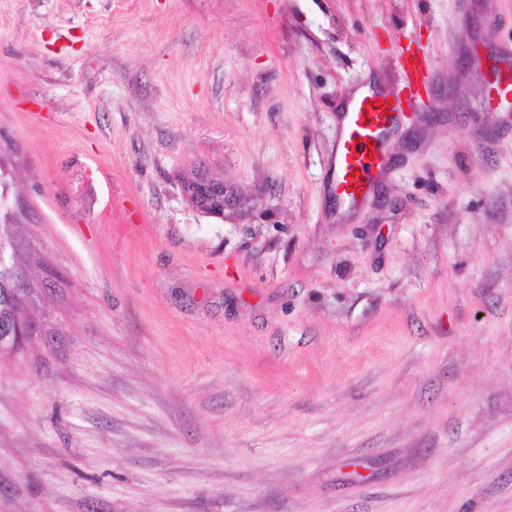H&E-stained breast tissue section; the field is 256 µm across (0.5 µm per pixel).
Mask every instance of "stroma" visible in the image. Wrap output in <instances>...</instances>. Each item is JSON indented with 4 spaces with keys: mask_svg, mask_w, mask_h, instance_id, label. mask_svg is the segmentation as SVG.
I'll return each instance as SVG.
<instances>
[{
    "mask_svg": "<svg viewBox=\"0 0 512 512\" xmlns=\"http://www.w3.org/2000/svg\"><path fill=\"white\" fill-rule=\"evenodd\" d=\"M512 0H0V512H512ZM430 101L353 209L354 87ZM249 206L184 198L197 166ZM481 102L484 112H512V58L498 60ZM16 245L13 244L11 247L10 253L6 251H1L0 253V264L6 265L9 264L16 258ZM16 270L13 264H9L8 266H0V290L4 288L5 284H10L14 280L13 288H29L27 278L24 273H21L15 279ZM4 293L7 295L8 299L12 302H17L22 305L23 298L20 297V292L18 291H9L8 288H4ZM29 322L27 317H20L16 322H12L5 327L0 323V356L7 352H14L21 349L24 345V339L27 336H22V332H26ZM1 329L4 333L1 336Z\"/></svg>",
    "mask_w": 512,
    "mask_h": 512,
    "instance_id": "stroma-1",
    "label": "stroma"
}]
</instances>
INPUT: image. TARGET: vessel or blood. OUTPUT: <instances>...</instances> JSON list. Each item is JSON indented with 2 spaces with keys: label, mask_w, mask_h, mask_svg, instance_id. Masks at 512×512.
I'll list each match as a JSON object with an SVG mask.
<instances>
[{
  "label": "vessel or blood",
  "mask_w": 512,
  "mask_h": 512,
  "mask_svg": "<svg viewBox=\"0 0 512 512\" xmlns=\"http://www.w3.org/2000/svg\"><path fill=\"white\" fill-rule=\"evenodd\" d=\"M404 69L406 80L399 92L370 87L340 118L330 156L331 190L348 206L361 205L387 172L399 115L418 103L421 90L432 83L424 64L409 62ZM481 109L512 112V58H500L486 86Z\"/></svg>",
  "instance_id": "vessel-or-blood-1"
}]
</instances>
